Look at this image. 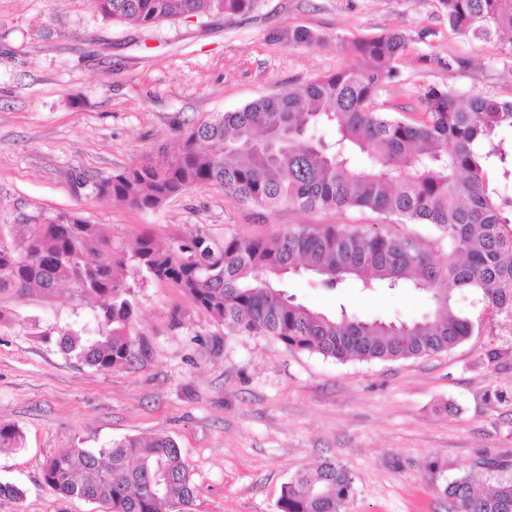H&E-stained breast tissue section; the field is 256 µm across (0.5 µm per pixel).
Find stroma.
<instances>
[{
    "mask_svg": "<svg viewBox=\"0 0 512 512\" xmlns=\"http://www.w3.org/2000/svg\"><path fill=\"white\" fill-rule=\"evenodd\" d=\"M294 27L318 42L281 41ZM410 36L398 76L380 102L418 117L427 86L462 98L512 100V54L497 42L452 34L436 0H265L254 16L164 21L143 31L107 21L90 0H0V194L48 211H70L128 240L203 231L272 239L302 224L378 223L359 211L282 208L266 214L219 186H197L154 210L95 196L90 181L171 152L194 123L254 98L303 85L352 64L355 40ZM459 57L466 68L449 69ZM144 354L96 371L65 359L15 327L0 329V420L25 434L0 450V481L23 499L0 512H102L45 486V461L79 446L165 434L178 444L196 490L194 512H277L283 485L323 461L347 466L355 483L345 512H451L444 492L466 474L495 487L481 464L512 459V366L487 364L489 341L512 344V328L481 327L448 352L397 361L347 360L241 335L200 312L179 288L129 278ZM284 290L304 304L364 317L419 319L435 304L410 287L328 293L306 276ZM74 298L31 295L17 311L48 325Z\"/></svg>",
    "mask_w": 512,
    "mask_h": 512,
    "instance_id": "obj_1",
    "label": "stroma"
}]
</instances>
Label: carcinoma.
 Returning a JSON list of instances; mask_svg holds the SVG:
<instances>
[{
  "instance_id": "obj_1",
  "label": "carcinoma",
  "mask_w": 512,
  "mask_h": 512,
  "mask_svg": "<svg viewBox=\"0 0 512 512\" xmlns=\"http://www.w3.org/2000/svg\"><path fill=\"white\" fill-rule=\"evenodd\" d=\"M106 20L149 29L165 20L219 15L231 22L256 13L263 0H91ZM454 34L494 40L512 51V0H438ZM292 47L319 40L297 27L283 33ZM408 44L402 33L354 42L358 61L298 87L255 99L192 126L181 147L160 153L92 184L104 199L153 210L197 185H217L264 211L368 209L382 225L362 231L342 224L300 225L272 239L202 233L158 240L140 235L132 247L103 224L70 212L47 213L23 200L0 197V327H37L11 302L37 292L45 299L73 290L75 320L39 332L67 358L97 371L135 360L136 306L128 270L166 281L196 308L235 333L272 336L286 347L339 361L397 360L448 351L475 326L512 323V194L492 180L512 175V101L475 94L462 101L442 87L423 94L417 119L377 108L380 92L396 77L395 62ZM320 125L336 132L327 143ZM386 224H430L429 250ZM337 291L355 283L364 291L414 288L436 296L420 320L363 318L342 308L309 307L274 285L299 270ZM469 293L481 317L459 309ZM487 364L512 359V345L489 342ZM24 434L0 421V448H21ZM499 473L488 494L478 476L448 483L454 512H512V461L484 462ZM42 480L62 497L101 502L108 512H192V475L175 440L128 436L100 448H70L50 457ZM354 478L329 460L311 474L296 473L277 512H344Z\"/></svg>"
}]
</instances>
